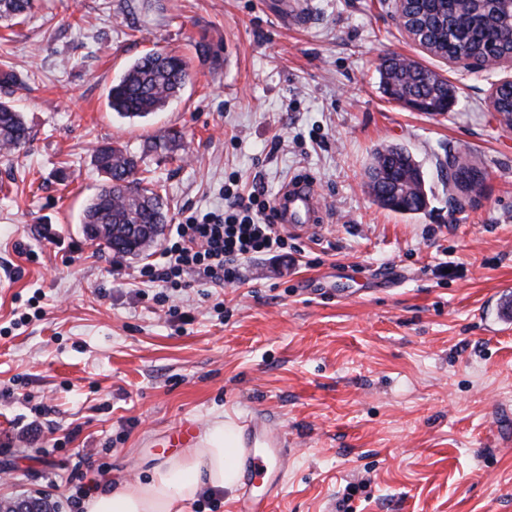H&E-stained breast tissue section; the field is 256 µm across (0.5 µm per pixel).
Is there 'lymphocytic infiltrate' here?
<instances>
[{"instance_id": "lymphocytic-infiltrate-1", "label": "lymphocytic infiltrate", "mask_w": 512, "mask_h": 512, "mask_svg": "<svg viewBox=\"0 0 512 512\" xmlns=\"http://www.w3.org/2000/svg\"><path fill=\"white\" fill-rule=\"evenodd\" d=\"M232 203L221 215L177 225L164 250L162 266H143L140 277L174 291L190 283L210 286L237 284L240 262L254 255L286 249L288 241L278 231L274 214L265 204H243L233 189H225Z\"/></svg>"}]
</instances>
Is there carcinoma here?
<instances>
[{
  "label": "carcinoma",
  "mask_w": 512,
  "mask_h": 512,
  "mask_svg": "<svg viewBox=\"0 0 512 512\" xmlns=\"http://www.w3.org/2000/svg\"><path fill=\"white\" fill-rule=\"evenodd\" d=\"M33 0H0V21H14L27 16ZM454 15L434 2L409 0L402 7L404 28H417L428 34L426 50L435 57L464 60L481 57L494 50L505 58L512 54L509 32L512 21L493 0H473L457 5ZM189 77L188 64L169 53H147L138 58L112 84L108 93L110 109L121 118H145L162 110L176 99ZM381 83L393 84L394 93L419 98L438 112L445 111L455 98L452 85L434 71L413 62L399 63L380 72ZM498 111L512 117V86L497 89ZM31 131L21 113L8 101L0 100V151L15 153L29 141ZM178 147L176 134L168 131L151 143V149L167 153ZM93 164L104 177L97 193L83 211L85 233L120 256H138L157 242L167 223V204L154 189L143 185L139 176L142 157L119 148L103 146L93 157ZM483 172L480 164L448 154V203L457 208L454 197L458 173ZM6 512H58L48 496H26L3 504Z\"/></svg>",
  "instance_id": "1"
}]
</instances>
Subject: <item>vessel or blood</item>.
I'll return each instance as SVG.
<instances>
[{"label":"vessel or blood","mask_w":512,"mask_h":512,"mask_svg":"<svg viewBox=\"0 0 512 512\" xmlns=\"http://www.w3.org/2000/svg\"><path fill=\"white\" fill-rule=\"evenodd\" d=\"M281 223L306 231L324 221L326 207L309 182H289L276 203ZM244 491L235 512H269L288 470V451L278 436L258 423L247 428V446L240 451Z\"/></svg>","instance_id":"b4317fda"}]
</instances>
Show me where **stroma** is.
I'll return each mask as SVG.
<instances>
[{
    "label": "stroma",
    "mask_w": 512,
    "mask_h": 512,
    "mask_svg": "<svg viewBox=\"0 0 512 512\" xmlns=\"http://www.w3.org/2000/svg\"><path fill=\"white\" fill-rule=\"evenodd\" d=\"M151 51L182 56L189 80L163 110L121 118L108 90ZM392 55L446 78L451 111L388 97ZM1 70L32 138L0 152V500L45 494L69 512L79 487L147 477L175 427L228 414L289 450L273 512H512V129L489 103L512 61L430 55L395 0H34L0 24ZM167 130L180 147L147 152ZM100 145L143 155L168 202L143 255L82 227ZM389 145L422 168L420 213L367 188ZM451 153L486 172L460 210ZM301 177L322 228H283L286 252L242 260L237 286L162 302L139 283L175 225L223 211L225 186L273 204ZM466 158L469 159L471 165L460 164L459 156L448 154V203L454 209L462 208V206H457L456 199L454 197L455 190L458 188V173L461 172V170H468L474 173H484V169L476 160L467 156Z\"/></svg>",
    "instance_id": "obj_1"
}]
</instances>
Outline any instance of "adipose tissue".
<instances>
[{
  "mask_svg": "<svg viewBox=\"0 0 512 512\" xmlns=\"http://www.w3.org/2000/svg\"><path fill=\"white\" fill-rule=\"evenodd\" d=\"M245 445L244 430L234 419L215 420L193 447L166 459L149 478L95 493L84 506L87 512H181L182 503L201 488L235 490L241 478L239 450Z\"/></svg>",
  "mask_w": 512,
  "mask_h": 512,
  "instance_id": "adipose-tissue-1",
  "label": "adipose tissue"
}]
</instances>
